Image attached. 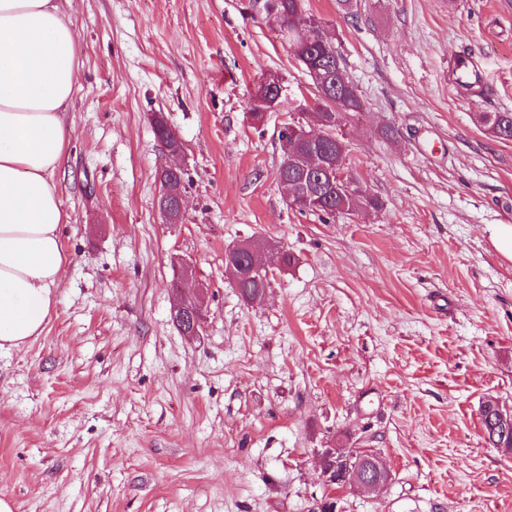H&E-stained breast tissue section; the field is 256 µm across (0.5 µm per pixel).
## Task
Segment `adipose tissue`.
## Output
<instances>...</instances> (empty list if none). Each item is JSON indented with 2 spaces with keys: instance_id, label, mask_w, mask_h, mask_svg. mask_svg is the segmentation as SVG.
<instances>
[{
  "instance_id": "obj_1",
  "label": "adipose tissue",
  "mask_w": 512,
  "mask_h": 512,
  "mask_svg": "<svg viewBox=\"0 0 512 512\" xmlns=\"http://www.w3.org/2000/svg\"><path fill=\"white\" fill-rule=\"evenodd\" d=\"M62 0H0V349L40 335L67 264L56 173L78 75Z\"/></svg>"
}]
</instances>
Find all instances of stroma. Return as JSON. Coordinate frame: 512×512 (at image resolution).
Listing matches in <instances>:
<instances>
[{"label": "stroma", "instance_id": "stroma-1", "mask_svg": "<svg viewBox=\"0 0 512 512\" xmlns=\"http://www.w3.org/2000/svg\"><path fill=\"white\" fill-rule=\"evenodd\" d=\"M264 0H66L78 79L58 172L68 264L43 332L0 350V498L13 512H512V456L480 407H512V0H306L364 101L340 135L380 201L330 219L291 206L277 130L315 111ZM470 59L480 95L449 66ZM286 87L251 117L261 76ZM183 144L186 215L157 207ZM294 256L245 301L224 252ZM187 263L182 291L173 265ZM206 290L199 335L173 322ZM377 453L376 492L327 485L319 454ZM482 121L497 137L512 141V112H497L492 118L482 116ZM497 403L486 401L480 408L484 440L505 454H512V428L504 429L498 420Z\"/></svg>", "mask_w": 512, "mask_h": 512}]
</instances>
